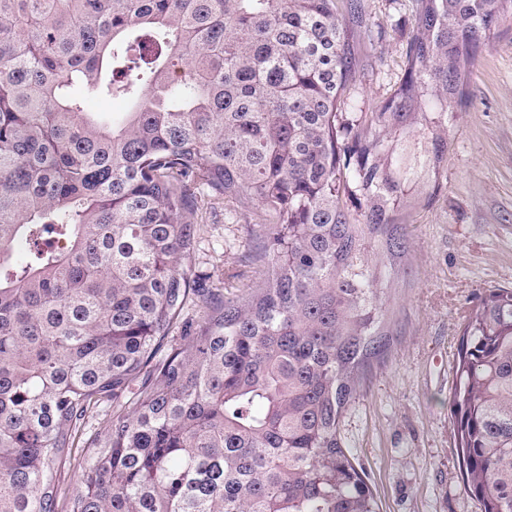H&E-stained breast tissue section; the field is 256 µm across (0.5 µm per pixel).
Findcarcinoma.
<instances>
[{
	"label": "carcinoma",
	"mask_w": 512,
	"mask_h": 512,
	"mask_svg": "<svg viewBox=\"0 0 512 512\" xmlns=\"http://www.w3.org/2000/svg\"><path fill=\"white\" fill-rule=\"evenodd\" d=\"M359 2L0 0V512H57L106 402L67 512H380L341 419L387 346L399 223L438 191L448 111L512 0H414L376 112L349 94L355 39L382 38ZM86 96L134 107L109 126ZM215 203L270 243L216 304L191 266ZM458 358L465 491L512 512V289ZM112 417V406L110 408L93 409L83 422L79 435L78 446L88 445L92 440L104 435L108 429ZM77 464L75 461H71V465L67 463L64 467H62L56 476V485H58V489L60 492L58 499V511L64 512L66 511L68 498L76 486V475H77Z\"/></svg>",
	"instance_id": "carcinoma-1"
}]
</instances>
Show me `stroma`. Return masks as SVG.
<instances>
[{
	"instance_id": "obj_1",
	"label": "stroma",
	"mask_w": 512,
	"mask_h": 512,
	"mask_svg": "<svg viewBox=\"0 0 512 512\" xmlns=\"http://www.w3.org/2000/svg\"><path fill=\"white\" fill-rule=\"evenodd\" d=\"M375 44L356 43L363 111L395 93L403 51L415 34L412 0H361ZM466 101L448 115V161L440 187L403 220L409 254L389 282V345L369 366L340 434L368 476L380 512H479L465 492L452 425L450 392L469 312L490 288H512V16L479 49ZM241 206L204 209L192 261L211 284L237 273L252 284L262 240Z\"/></svg>"
}]
</instances>
